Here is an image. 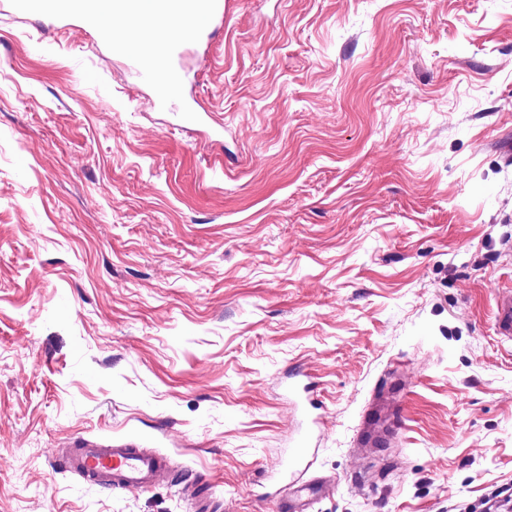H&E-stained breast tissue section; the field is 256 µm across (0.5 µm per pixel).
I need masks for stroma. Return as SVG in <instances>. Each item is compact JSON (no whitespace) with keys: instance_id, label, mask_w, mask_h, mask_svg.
Here are the masks:
<instances>
[{"instance_id":"1","label":"stroma","mask_w":512,"mask_h":512,"mask_svg":"<svg viewBox=\"0 0 512 512\" xmlns=\"http://www.w3.org/2000/svg\"><path fill=\"white\" fill-rule=\"evenodd\" d=\"M0 0V512H465L512 489V0H230L206 125ZM306 372L313 404L288 393ZM401 383L395 437L356 447ZM174 482L67 472L76 438ZM494 317L498 336L512 341V290L496 298ZM386 403L381 397H374L366 406L362 415V424L357 436L356 446L363 447L376 443L373 433L376 427L387 422L385 417ZM61 460L67 470L110 490L149 489L168 480L170 460L140 448L132 441H89L75 439Z\"/></svg>"}]
</instances>
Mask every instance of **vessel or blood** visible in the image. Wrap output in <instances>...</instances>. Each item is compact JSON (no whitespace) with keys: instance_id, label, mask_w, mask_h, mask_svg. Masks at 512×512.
<instances>
[{"instance_id":"1","label":"vessel or blood","mask_w":512,"mask_h":512,"mask_svg":"<svg viewBox=\"0 0 512 512\" xmlns=\"http://www.w3.org/2000/svg\"><path fill=\"white\" fill-rule=\"evenodd\" d=\"M12 11L51 28L76 21L94 29L99 41L121 53L154 86L156 100L175 112H194L178 59L188 43L204 44L224 26L225 0H10ZM498 336L512 341V290L496 299ZM386 403L373 398L362 415L357 446L373 441L385 423ZM62 461L67 470L111 490L149 489L170 478L167 457L137 443L75 439Z\"/></svg>"}]
</instances>
